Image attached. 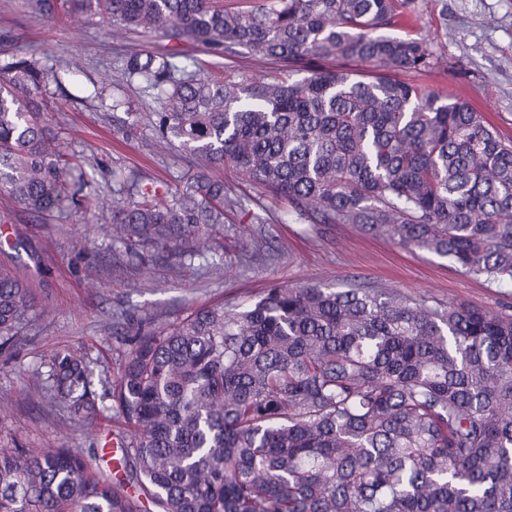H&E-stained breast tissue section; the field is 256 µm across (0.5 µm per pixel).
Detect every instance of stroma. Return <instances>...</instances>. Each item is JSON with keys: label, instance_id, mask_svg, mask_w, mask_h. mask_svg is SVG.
Here are the masks:
<instances>
[{"label": "stroma", "instance_id": "obj_1", "mask_svg": "<svg viewBox=\"0 0 512 512\" xmlns=\"http://www.w3.org/2000/svg\"><path fill=\"white\" fill-rule=\"evenodd\" d=\"M55 14L31 13L27 0H0V64L13 55L35 54L47 72L50 107H63L72 147L88 159L105 201H112V173L139 176L143 183L176 189L198 170L180 150H156L150 96L116 86L123 49L164 50V39L132 37L127 46L112 41L98 17L73 12L56 0ZM397 35L422 39L433 59L430 73L417 81L467 101L512 138V0H415ZM80 56L75 76L64 70ZM125 98L134 125L132 139L114 132L117 115L100 96ZM241 206L228 213L213 233L206 256L180 266L181 248L156 254L143 266L131 265L123 244L106 232V214L97 206L62 217L25 210L0 193V262L12 264L29 281L40 313L12 348L0 352V448H97L95 469L109 471L121 455L113 441L125 425L112 409L92 423L75 424L64 401L48 402L35 391L30 375L58 349L81 347L94 369L92 388L115 379L131 349V323L164 328L197 308L237 304L260 297L275 285L341 288L358 281L425 295L445 302L496 306L499 294L463 275L447 259L419 248L342 224L295 220L286 203L271 202L232 168L220 172ZM94 264L97 287L84 280Z\"/></svg>", "mask_w": 512, "mask_h": 512}]
</instances>
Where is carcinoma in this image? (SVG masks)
<instances>
[{"instance_id":"obj_1","label":"carcinoma","mask_w":512,"mask_h":512,"mask_svg":"<svg viewBox=\"0 0 512 512\" xmlns=\"http://www.w3.org/2000/svg\"><path fill=\"white\" fill-rule=\"evenodd\" d=\"M79 2L114 40L171 43L122 54L119 78L154 99L159 146L203 165L173 193L131 184L112 210L131 262L148 260L145 242L207 247L239 205L210 175L229 164L297 220L425 249L505 300L274 286L139 327L112 382L121 477L95 472L93 448H0V512H512V141L396 77L431 65L423 40L389 33L414 0ZM186 45L281 69L202 75ZM47 81L33 56L0 64V192L42 215L98 194L45 118ZM36 312L0 264V349ZM46 365L35 388L78 422L100 415L82 349Z\"/></svg>"}]
</instances>
